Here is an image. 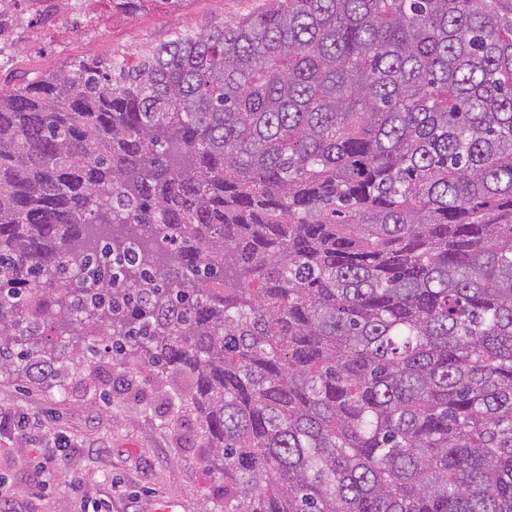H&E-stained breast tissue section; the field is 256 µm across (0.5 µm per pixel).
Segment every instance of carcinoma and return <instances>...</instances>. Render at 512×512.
I'll return each mask as SVG.
<instances>
[{"label":"carcinoma","mask_w":512,"mask_h":512,"mask_svg":"<svg viewBox=\"0 0 512 512\" xmlns=\"http://www.w3.org/2000/svg\"><path fill=\"white\" fill-rule=\"evenodd\" d=\"M266 2L0 91V373H154L224 512H512V0Z\"/></svg>","instance_id":"cac0c4a2"}]
</instances>
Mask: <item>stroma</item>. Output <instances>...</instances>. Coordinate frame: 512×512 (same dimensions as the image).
<instances>
[{
	"label": "stroma",
	"instance_id": "obj_1",
	"mask_svg": "<svg viewBox=\"0 0 512 512\" xmlns=\"http://www.w3.org/2000/svg\"><path fill=\"white\" fill-rule=\"evenodd\" d=\"M0 14L12 56L0 90L70 68L81 60L140 56L175 33L231 22L264 0H10ZM111 390L73 382L50 392L0 374V409L28 426L0 435V486L12 512H82L108 501L110 512H224V482L185 442L157 379L104 365ZM72 440L71 459L38 488L32 475L57 431Z\"/></svg>",
	"mask_w": 512,
	"mask_h": 512
}]
</instances>
